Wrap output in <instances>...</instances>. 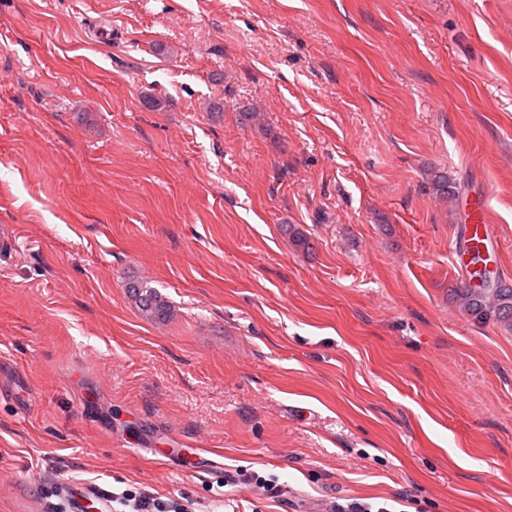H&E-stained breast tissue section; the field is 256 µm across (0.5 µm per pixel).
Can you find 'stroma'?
I'll use <instances>...</instances> for the list:
<instances>
[{
  "label": "stroma",
  "mask_w": 512,
  "mask_h": 512,
  "mask_svg": "<svg viewBox=\"0 0 512 512\" xmlns=\"http://www.w3.org/2000/svg\"><path fill=\"white\" fill-rule=\"evenodd\" d=\"M474 196L512 286V0H0V512H512V331L453 299ZM127 292L141 316L147 321H163L170 316V307L156 288L138 279L126 283ZM73 500V512H83L90 501L98 504L101 512H111L107 499L94 487L89 485H72L68 488ZM112 501V511L114 512H202L195 510V503L187 498H183L185 503L164 502L159 498L152 496L138 489H124L121 492H108ZM119 505L129 510H115L113 504Z\"/></svg>",
  "instance_id": "1"
}]
</instances>
